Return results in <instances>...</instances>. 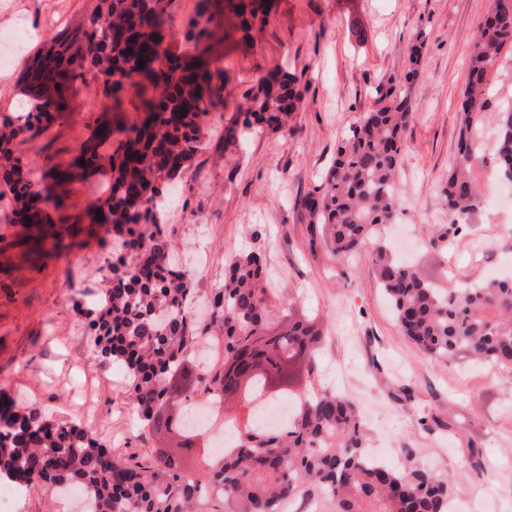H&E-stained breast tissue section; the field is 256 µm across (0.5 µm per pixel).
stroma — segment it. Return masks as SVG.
<instances>
[{
    "mask_svg": "<svg viewBox=\"0 0 512 512\" xmlns=\"http://www.w3.org/2000/svg\"><path fill=\"white\" fill-rule=\"evenodd\" d=\"M99 0H0V29L39 30L34 49L54 34L87 24ZM491 0H273L265 25L236 31L212 54L229 76L226 101L202 117V149L168 196L162 231L182 257L190 292L203 298L224 283V264L264 253L282 297L273 323L289 311L315 316L323 330L305 393L329 390L359 409L370 454L396 466L413 458L459 478L456 512H512V372L460 357L418 355L400 331L374 277L369 252L336 264L313 236L306 197L342 137L375 100L388 76L406 69L416 34L425 52L412 95L420 105L408 126L398 185L404 210L392 243L424 279L448 288L512 275V200L495 196L462 222L447 250L429 242L444 224L439 184L456 150L459 100L479 23ZM276 69L295 73L308 93L282 128L242 136L244 91ZM97 83L83 87L65 117L34 143L20 145L24 168L65 165L103 112ZM110 246L89 239L68 253L22 257L0 252V396L37 402L58 419L86 427L113 453L167 448L166 431L144 433L121 365L105 362L83 332L82 309L103 277L96 256ZM476 441L481 470L465 465Z\"/></svg>",
    "mask_w": 512,
    "mask_h": 512,
    "instance_id": "stroma-1",
    "label": "stroma"
}]
</instances>
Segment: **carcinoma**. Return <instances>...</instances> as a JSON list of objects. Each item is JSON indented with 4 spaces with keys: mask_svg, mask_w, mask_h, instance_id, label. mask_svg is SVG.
<instances>
[{
    "mask_svg": "<svg viewBox=\"0 0 512 512\" xmlns=\"http://www.w3.org/2000/svg\"><path fill=\"white\" fill-rule=\"evenodd\" d=\"M81 29L58 34L47 51L28 59L20 75L25 104L0 113V201L12 207L15 221L37 230L56 225L52 245L66 251L73 238H104L110 232L133 243L131 261L106 257L99 301L81 310L102 357L123 366L131 378L130 398L148 428L168 422L156 408L170 399V372L206 336H224V359L270 327L271 297L266 262L251 251L229 264L224 286L209 298V317L192 319L193 296L185 271L160 224L165 221V189L185 170L200 147L201 117L224 106L227 73L211 55L212 26L218 0H197L184 32L185 50L170 49V0H103ZM243 29L265 24L264 0H228ZM425 41L415 38L409 67L391 75L376 90L372 109L351 125L320 185L304 207L331 257L339 264L369 244L380 288L399 327L429 360L463 354L503 370L512 369V278L439 288L397 260L382 237L401 209L396 173L405 129L417 104L411 87L418 76ZM512 48V0H492L481 21L468 63L461 100L457 151L440 189L450 223L432 226L430 242L448 248L461 221L478 206L481 194L473 178L480 160L476 139L494 129V169L512 185V103L488 111L489 75L504 49ZM144 68H138V62ZM100 82L115 114L93 128L73 149L64 169L26 171L14 155L15 143L34 142L63 118L87 76ZM139 99L132 122L119 117L130 86ZM307 87L293 73L259 78L245 91L251 106L244 132L280 129V115L300 108ZM187 113H182V110ZM84 164H79V161ZM102 174L108 193L82 214L68 212L72 179ZM288 359L313 372L322 331L313 318L288 313L276 333ZM280 358L242 381L224 366L201 370L202 394L223 400L241 390L261 398L282 371ZM285 387L270 394L298 398L282 429L257 424L239 437L237 451L222 459L204 457L207 469L188 474L182 457L160 450V466L134 452L114 455L87 428L58 420L40 405L0 398V477L52 494H85L84 512H277L279 501L305 484L329 492L336 512H448L459 485L406 458L398 468L371 461L362 421L350 399L322 390L307 397Z\"/></svg>",
    "mask_w": 512,
    "mask_h": 512,
    "instance_id": "carcinoma-1",
    "label": "carcinoma"
}]
</instances>
